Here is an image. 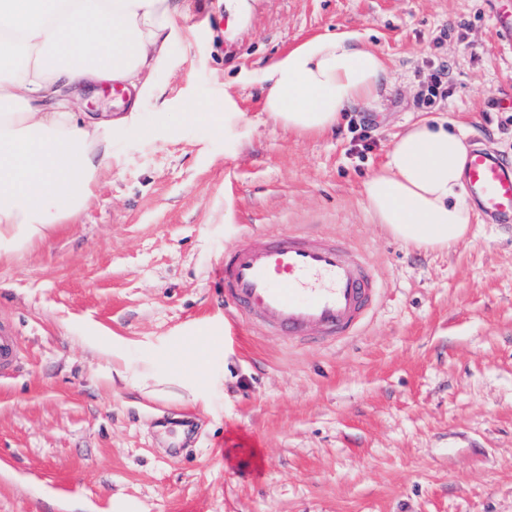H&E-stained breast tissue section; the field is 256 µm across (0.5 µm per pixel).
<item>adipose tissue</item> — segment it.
Wrapping results in <instances>:
<instances>
[{"instance_id":"obj_1","label":"adipose tissue","mask_w":512,"mask_h":512,"mask_svg":"<svg viewBox=\"0 0 512 512\" xmlns=\"http://www.w3.org/2000/svg\"><path fill=\"white\" fill-rule=\"evenodd\" d=\"M193 0H0V257L47 242L57 225L85 210L118 137L152 141L168 128L158 83L183 42L179 17ZM385 57L359 33L312 37L262 73L263 110L288 131L336 127L353 107L375 108L388 81ZM120 84L135 96L127 112H80L83 89ZM155 100L153 116L140 102ZM470 146L442 120L423 118L398 134L384 163L366 179L369 209L388 232L417 249H445L469 233L464 201ZM216 328L198 323L180 336L106 349L121 381L145 382L167 368L191 402L219 383L211 371Z\"/></svg>"}]
</instances>
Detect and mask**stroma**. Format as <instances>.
<instances>
[{"label":"stroma","mask_w":512,"mask_h":512,"mask_svg":"<svg viewBox=\"0 0 512 512\" xmlns=\"http://www.w3.org/2000/svg\"><path fill=\"white\" fill-rule=\"evenodd\" d=\"M512 0H257L227 36L224 0L181 19L159 81L177 136L115 142L87 210L0 260V512H512V224L475 217L442 251L377 224L362 194L406 123L438 117L512 160ZM355 31L388 60L378 108L325 134L263 111L261 71ZM446 82L423 99L436 69ZM246 120H180L192 99ZM284 227L364 251L384 284L366 331L326 348L262 335L224 303L226 247ZM226 324L208 405L112 382L93 342ZM20 352V346L17 337L8 327L0 326V369L12 367Z\"/></svg>","instance_id":"obj_1"}]
</instances>
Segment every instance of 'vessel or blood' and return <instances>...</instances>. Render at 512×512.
Listing matches in <instances>:
<instances>
[{"label":"vessel or blood","instance_id":"vessel-or-blood-1","mask_svg":"<svg viewBox=\"0 0 512 512\" xmlns=\"http://www.w3.org/2000/svg\"><path fill=\"white\" fill-rule=\"evenodd\" d=\"M464 178L489 223H512L511 162L474 148ZM222 279L226 304L255 326L325 346L365 328L382 288L364 253L293 227L225 249ZM19 352L17 337L0 326V369L12 367Z\"/></svg>","mask_w":512,"mask_h":512}]
</instances>
